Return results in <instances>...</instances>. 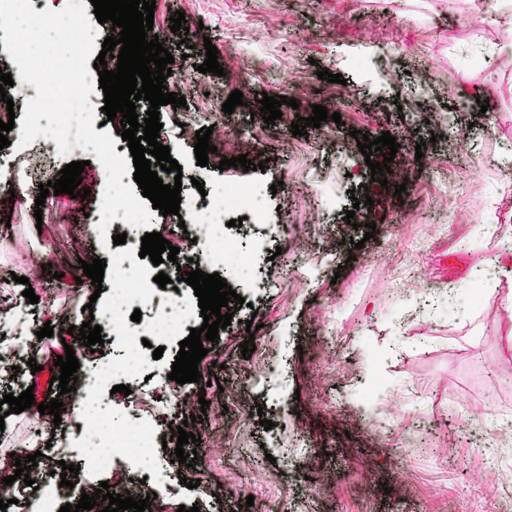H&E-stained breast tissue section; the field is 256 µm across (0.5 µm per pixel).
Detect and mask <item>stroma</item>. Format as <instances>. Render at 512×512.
<instances>
[{
	"label": "stroma",
	"instance_id": "obj_1",
	"mask_svg": "<svg viewBox=\"0 0 512 512\" xmlns=\"http://www.w3.org/2000/svg\"><path fill=\"white\" fill-rule=\"evenodd\" d=\"M155 0L153 30L174 57L167 91L185 106L160 108L159 141L182 168L181 200L203 208L204 195L225 182L253 185L265 224L227 228L237 250H254L252 280L216 271L204 243L188 244L176 215H154L151 231L180 252L160 271L176 280L191 308V327L204 322L194 290L179 271L220 273L242 301L233 321L210 343L198 369L201 382L177 384L171 365L178 338L152 339L160 359L146 357L130 394L104 385L99 403L117 424L132 427L138 393L154 397L149 417L159 435L175 417L200 436L190 479L172 482L168 503L200 512H512V390L472 385L470 368H512L507 330L512 312L500 304L494 262L503 232L512 226V169L497 158L512 150V43L506 25L512 0ZM184 12L188 28L175 34L170 19ZM218 49L224 76L204 79L194 91L205 42ZM343 83L318 79L322 70ZM242 91L245 112L216 111L218 99ZM296 99L281 119L264 123L263 95ZM488 108H481V100ZM340 113L292 135L297 117L313 105ZM212 128L210 145L226 134L249 144L264 170L198 166L182 126ZM376 139L390 132L400 148L372 206H354L371 184L368 161L351 130ZM0 165V299L21 298L33 287L38 323H51L36 356L41 369L24 372L23 386L49 402L56 357L73 348L84 372L121 354L122 337L104 335L90 352L68 335L112 296L82 277L83 262L141 257L140 237L102 245L86 217L100 210L106 184L101 163L88 153L60 155L42 141L20 146L8 132ZM47 160L55 180L66 164L82 160L86 199L50 195L36 206L31 173ZM42 215H35V208ZM354 211L346 222V211ZM375 226L365 238L363 224ZM362 248H355V241ZM51 272H43V265ZM260 328L247 334L244 323ZM253 340L243 358L240 346ZM222 387L212 386L211 378ZM36 407L6 413L0 406V458L33 453L29 435ZM273 423L264 430L263 420ZM42 466L74 465L79 474L60 503L77 504L84 487L129 470L123 456L110 469L86 460L84 437L67 422L52 439Z\"/></svg>",
	"mask_w": 512,
	"mask_h": 512
}]
</instances>
